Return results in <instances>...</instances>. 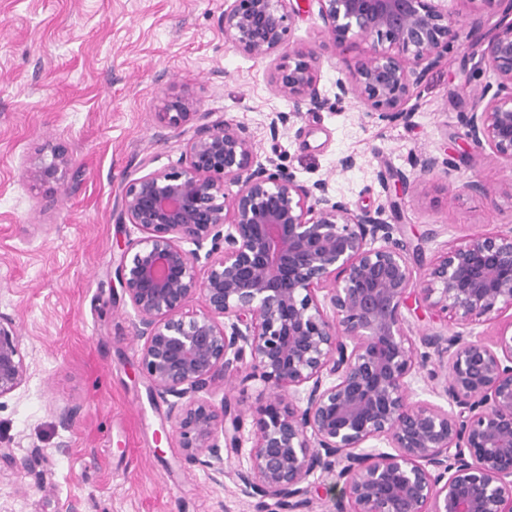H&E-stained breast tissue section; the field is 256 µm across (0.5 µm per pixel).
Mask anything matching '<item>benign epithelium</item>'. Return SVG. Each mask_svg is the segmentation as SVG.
Segmentation results:
<instances>
[{
  "mask_svg": "<svg viewBox=\"0 0 512 512\" xmlns=\"http://www.w3.org/2000/svg\"><path fill=\"white\" fill-rule=\"evenodd\" d=\"M321 41L290 42L293 0H224V42L270 61L271 83L292 115L355 100L380 123L409 121L427 74L483 25L448 0H315ZM477 45L492 80L460 115L466 138L512 170V9ZM365 43L334 101L319 90L326 54ZM163 129L193 124L185 154L129 179L119 219L142 236L118 246L114 275L143 341L149 391L168 401L185 459L212 480L235 479L256 512H312L311 477L337 471L336 512H512V321L487 343L471 327L512 310V225L475 231L416 275L411 243L381 212L352 208L327 179L307 185L257 160L248 129L212 119L185 94L164 97ZM71 165L61 147L32 167L34 182ZM418 178L456 170L416 159ZM230 185L237 187L227 192ZM492 199L478 176L461 186ZM462 331L414 341L409 300ZM246 372L265 404L244 431L219 388ZM27 365L14 321L0 315V399ZM443 399L441 405L418 392ZM250 444L246 463L224 456Z\"/></svg>",
  "mask_w": 512,
  "mask_h": 512,
  "instance_id": "7a95c632",
  "label": "benign epithelium"
}]
</instances>
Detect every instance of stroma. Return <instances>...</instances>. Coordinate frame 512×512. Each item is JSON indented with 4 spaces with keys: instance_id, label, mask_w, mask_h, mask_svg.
Returning a JSON list of instances; mask_svg holds the SVG:
<instances>
[{
    "instance_id": "obj_1",
    "label": "stroma",
    "mask_w": 512,
    "mask_h": 512,
    "mask_svg": "<svg viewBox=\"0 0 512 512\" xmlns=\"http://www.w3.org/2000/svg\"><path fill=\"white\" fill-rule=\"evenodd\" d=\"M224 0H0V315L13 319L28 365L0 400V512H252L232 479L187 464L150 398L137 357L134 311L114 276L127 177L150 158L178 160L184 129L161 128L165 95L186 92L215 117L246 125L258 161L298 181L329 178L352 206L385 207L418 247V268L475 228L512 222V170L465 138L460 113L486 82L471 44L426 76L410 123L379 124L360 105L292 117L269 62L224 42ZM66 149L59 180L29 167ZM451 156L452 181L417 183L420 152ZM355 155L358 165L336 168ZM482 176L493 200L461 192ZM80 413L62 428L55 406Z\"/></svg>"
}]
</instances>
